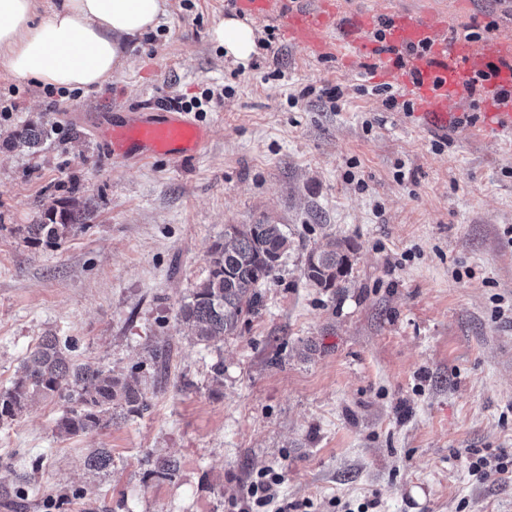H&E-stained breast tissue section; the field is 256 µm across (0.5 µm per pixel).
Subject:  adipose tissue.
Segmentation results:
<instances>
[{"mask_svg": "<svg viewBox=\"0 0 512 512\" xmlns=\"http://www.w3.org/2000/svg\"><path fill=\"white\" fill-rule=\"evenodd\" d=\"M167 0H60L50 18L35 20V0H0V52L12 72L52 87L102 84L126 65V44L155 29ZM226 57L247 63L257 34L230 16L215 28Z\"/></svg>", "mask_w": 512, "mask_h": 512, "instance_id": "ef3b65f1", "label": "adipose tissue"}]
</instances>
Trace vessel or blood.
Here are the masks:
<instances>
[{
	"label": "vessel or blood",
	"mask_w": 512,
	"mask_h": 512,
	"mask_svg": "<svg viewBox=\"0 0 512 512\" xmlns=\"http://www.w3.org/2000/svg\"><path fill=\"white\" fill-rule=\"evenodd\" d=\"M289 36L302 37L321 54H340L350 59L366 56L370 50L363 34L368 17L358 21V33L339 40L328 33L337 26L336 0H316L314 8L280 12ZM386 40L391 49L419 47V54L397 65L390 52L376 55L377 72L405 82L422 127L444 128L453 107L469 98L475 71L486 73L481 91L494 98L497 90L512 87V39L474 44L462 39L441 38L423 17L402 12L390 18ZM482 129L487 133L512 134V103H501L483 113ZM207 140L206 131L187 113L143 110L130 113L125 131L112 140V153L121 160L150 161L158 157L172 162L197 155Z\"/></svg>",
	"instance_id": "obj_1"
}]
</instances>
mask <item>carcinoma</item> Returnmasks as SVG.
<instances>
[{"label":"carcinoma","instance_id":"obj_1","mask_svg":"<svg viewBox=\"0 0 512 512\" xmlns=\"http://www.w3.org/2000/svg\"><path fill=\"white\" fill-rule=\"evenodd\" d=\"M43 136L44 131L27 126L12 133L6 146L33 150ZM83 229L79 212L52 209L42 223L27 225L26 233L34 242L55 244ZM288 247L279 225L268 223L236 224L233 235L212 243L207 252L208 274L180 308V319L197 343L208 346L232 334L243 316L259 309L262 296L257 288L274 279ZM349 267L345 249L330 238L309 251L303 276L318 288H334ZM72 352L73 345L56 335L41 337L11 387L0 391V424L17 419L36 399L58 398L68 404L57 421L63 437L98 432L114 419L147 409L146 394L137 379L78 363ZM84 465L91 472H106L112 467V453L96 448Z\"/></svg>","mask_w":512,"mask_h":512}]
</instances>
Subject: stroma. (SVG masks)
<instances>
[{
	"label": "stroma",
	"instance_id": "obj_1",
	"mask_svg": "<svg viewBox=\"0 0 512 512\" xmlns=\"http://www.w3.org/2000/svg\"><path fill=\"white\" fill-rule=\"evenodd\" d=\"M101 85L55 89L0 54V390L41 336L77 362L136 374L149 408L60 436L65 402L0 425V512H243L257 471L303 512H512V472L468 471L470 449L512 458V137L421 128L360 63L319 55L238 0H168ZM341 27L411 11L447 38H512V0H341ZM260 44L235 65L225 17ZM339 90L331 101L330 90ZM201 100L209 131L187 160L114 158L100 129L142 105ZM34 125L36 152L5 140ZM85 228L56 244L24 227L50 209ZM280 225L290 248L258 312L210 346L179 309L228 224ZM334 237L351 267L324 290L303 276ZM163 344L164 377L151 350ZM223 375H215V365ZM97 448L112 468L84 467ZM171 457L179 469L157 473Z\"/></svg>",
	"mask_w": 512,
	"mask_h": 512
}]
</instances>
